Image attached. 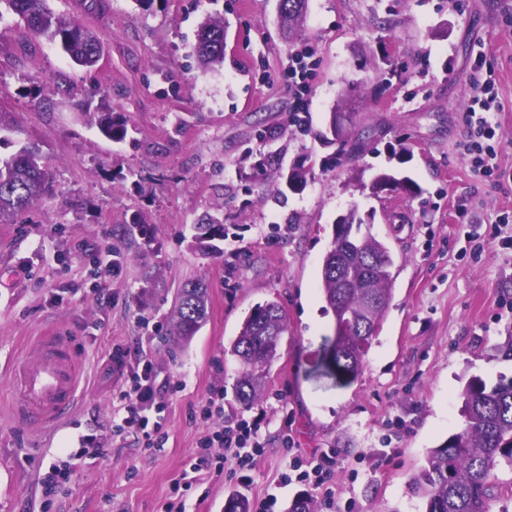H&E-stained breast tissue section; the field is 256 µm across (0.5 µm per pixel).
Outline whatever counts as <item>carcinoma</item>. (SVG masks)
<instances>
[{"label": "carcinoma", "mask_w": 512, "mask_h": 512, "mask_svg": "<svg viewBox=\"0 0 512 512\" xmlns=\"http://www.w3.org/2000/svg\"><path fill=\"white\" fill-rule=\"evenodd\" d=\"M283 25L288 32L304 27L307 0H281ZM18 16L25 31L59 45L76 64L91 68L100 56L98 37L75 18L59 15L49 0H0ZM195 56L206 69L224 62V18L209 16L200 24ZM105 137H126L124 121L112 112L98 117ZM336 154L351 156L360 142L351 137L335 140L323 134ZM292 190L306 185L304 165L280 175ZM53 190V173L39 153L23 146L8 157H0V223L14 224ZM362 220L352 211L344 215L342 227L334 228L330 249L322 261L321 291L326 310L333 313L335 336L332 350L336 370L345 378H357L365 355L381 327L392 297L394 258L389 247L373 235H360ZM224 239V206L194 225L193 245L201 251L216 249L215 239ZM206 317L205 288L189 281L180 289L172 317L178 337L197 332ZM287 330L284 314L275 302L259 304L244 319L228 352L239 362L237 395L250 405L260 391L258 373L271 367L278 357ZM463 427L439 446L429 450L426 465L412 478L413 491L426 501L425 512H490L494 499L512 498V484L494 482V469L512 466V377L499 376L489 385L480 377L470 379L463 391Z\"/></svg>", "instance_id": "obj_1"}]
</instances>
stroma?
<instances>
[{"instance_id":"35a3bbf8","label":"stroma","mask_w":512,"mask_h":512,"mask_svg":"<svg viewBox=\"0 0 512 512\" xmlns=\"http://www.w3.org/2000/svg\"><path fill=\"white\" fill-rule=\"evenodd\" d=\"M100 39L96 67L0 14V114L10 129L0 154L39 150L56 192L20 224H0V512H160L188 470L202 424L191 413L215 388L224 416L256 420L264 453L248 478L225 468L201 476L187 512H224L279 485L292 458L333 454L332 483L352 512H425L410 489L430 448L463 425L461 392L474 376L495 383L512 362L494 359L512 335V249L496 219L512 213V182L475 176L463 154L471 66L484 57L496 80L503 135L499 163L512 170V0H308L304 36L287 39L277 0H50ZM220 14L224 63L196 67L199 24ZM311 50L307 128L291 123L297 99L286 72ZM40 91L39 100L24 93ZM347 113L364 147L336 160L320 139L333 111ZM110 111L125 141L98 130ZM267 158L264 174L252 164ZM304 164L308 182L270 198L279 169ZM410 177L422 192L374 195L373 175ZM237 243L192 247L193 226L216 204ZM356 210L362 233L395 257L392 299L358 378L327 365L334 317L324 312L323 256L338 216ZM145 233L130 232L133 216ZM480 227L474 259L461 225ZM119 269L93 293L105 249ZM200 280L208 317L189 342L173 340L169 316L180 288ZM275 301L287 322L259 399L236 395L239 364L224 348L256 305ZM62 327L88 374L65 426L34 434L11 419L16 358ZM149 350L159 377L183 387L150 412L167 441L145 447L113 436L112 390L123 369L113 346ZM96 436L106 457L78 455ZM70 461L76 483L43 497L50 462ZM207 499H200L201 490Z\"/></svg>"}]
</instances>
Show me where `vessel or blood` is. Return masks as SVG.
<instances>
[{"instance_id":"obj_1","label":"vessel or blood","mask_w":512,"mask_h":512,"mask_svg":"<svg viewBox=\"0 0 512 512\" xmlns=\"http://www.w3.org/2000/svg\"><path fill=\"white\" fill-rule=\"evenodd\" d=\"M81 375L70 337H42L36 355L20 361L15 368V419L34 430L68 421L76 405Z\"/></svg>"}]
</instances>
